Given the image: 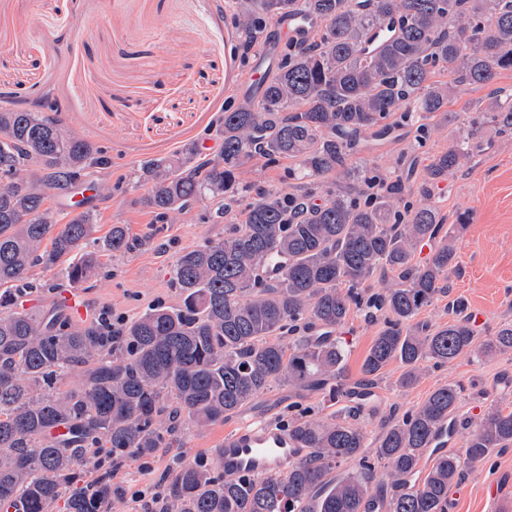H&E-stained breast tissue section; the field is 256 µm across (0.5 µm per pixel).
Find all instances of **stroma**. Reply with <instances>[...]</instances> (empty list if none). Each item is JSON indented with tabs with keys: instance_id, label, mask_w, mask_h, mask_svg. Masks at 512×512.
<instances>
[{
	"instance_id": "stroma-1",
	"label": "stroma",
	"mask_w": 512,
	"mask_h": 512,
	"mask_svg": "<svg viewBox=\"0 0 512 512\" xmlns=\"http://www.w3.org/2000/svg\"><path fill=\"white\" fill-rule=\"evenodd\" d=\"M233 0H0V102L36 110L42 100L66 108L62 121L101 147L109 158L91 168L85 183L93 194L89 208L97 214L98 237L113 225H125L139 245L127 253H101L99 268L80 287L92 312L108 307L134 315L162 303L177 304L172 286L173 257L201 241L219 237L223 225L207 221L206 207L174 224L156 223L134 200L141 191L134 173L140 161L177 150L184 142H204L217 153L221 141L215 124L227 107L240 100L237 83L247 74L252 54L229 59L236 45ZM482 148L454 177L431 186L430 204L447 219L470 211L472 220L457 243V266L449 274V297L435 300L419 315L431 327L446 325L449 299L479 308L483 325L477 338L512 324V133L484 130ZM412 127L394 142L364 154L368 167L398 175L412 171L410 196L435 155L448 147V131L432 128L423 148L411 150ZM382 321L353 313L342 330L346 337L348 380L358 378L366 352ZM402 368L391 363L377 384L382 399L374 413L358 424L376 441L382 421L421 404L437 387L455 385L462 393L457 414L463 424L448 450L463 454L469 424L489 406L512 410V350L485 359L464 353L431 370L416 385L399 384ZM298 403L316 416L332 408L322 393L274 385L233 418L206 428L188 427L177 447L163 448L144 473L138 458H127L112 477L111 512H143L136 491L147 489L179 460L210 459L225 433L248 422H286L288 407ZM506 488L501 512H512V447L494 451L481 465L467 469L449 498L454 512H489L485 488L490 480Z\"/></svg>"
}]
</instances>
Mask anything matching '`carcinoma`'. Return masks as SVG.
Masks as SVG:
<instances>
[{"label": "carcinoma", "instance_id": "1", "mask_svg": "<svg viewBox=\"0 0 512 512\" xmlns=\"http://www.w3.org/2000/svg\"><path fill=\"white\" fill-rule=\"evenodd\" d=\"M235 8L246 53L270 18L307 16L317 28L288 43L259 99L224 110L215 126L219 153L208 157L187 142L138 166L136 202L155 220L173 224L211 203L209 219L231 221L224 236L176 255L178 304L131 316L115 335L110 315L76 324L54 309L15 308L12 288L38 266L67 258L58 275L73 286L98 267L96 216L85 210L59 224L45 202L68 196L88 168L107 160L60 123L58 102L38 112L0 104V505L110 512L112 465L172 448L186 426L222 423L280 383L326 390L340 403L325 419L288 407V435L302 457L286 472L257 477L184 463L162 478L165 512H448V491L464 469L512 444V410L491 406L464 455L437 456L414 483L437 428L455 417L457 388L437 387L382 422L374 462L355 423L394 361L403 367L400 385L411 387L428 366L466 351L482 358L512 349V325L478 343L458 318L435 330L417 321L449 293L455 240L471 216L459 213L447 226L435 206L402 203L399 180L356 160L392 134L396 112L426 134L432 119L448 124L453 85L488 86L512 70V0H235ZM439 65L453 71V83L432 80ZM487 125L512 132V92L457 117L421 195L473 157ZM282 158L298 162L289 172L295 190L253 194L240 180L253 161ZM328 177L335 188L311 203L313 186ZM429 242L433 252L415 263ZM104 246L126 252L133 243L114 224ZM381 268L396 279L373 292L366 283ZM353 311L384 316V327L361 376L348 383L339 333ZM77 372L84 384L64 388ZM90 453L100 472L88 480L78 467ZM348 461L357 468L331 478Z\"/></svg>", "mask_w": 512, "mask_h": 512}]
</instances>
